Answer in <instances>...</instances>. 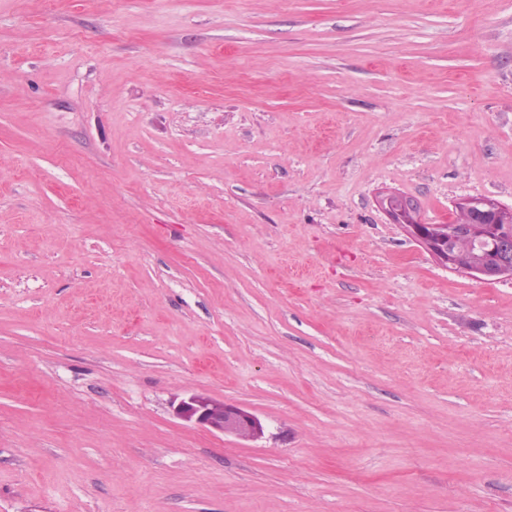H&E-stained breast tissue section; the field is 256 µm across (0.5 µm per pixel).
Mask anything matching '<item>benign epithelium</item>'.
<instances>
[{"label":"benign epithelium","mask_w":512,"mask_h":512,"mask_svg":"<svg viewBox=\"0 0 512 512\" xmlns=\"http://www.w3.org/2000/svg\"><path fill=\"white\" fill-rule=\"evenodd\" d=\"M379 206L443 266L459 268L456 242L461 240L473 253L467 273L487 282L512 279V209L505 210L489 198H468L456 204L455 213L474 216L471 223L458 224L453 218L446 224H426L415 202L404 195L383 194ZM175 413L185 422L242 441H254L264 434L255 414L205 393L182 398Z\"/></svg>","instance_id":"7a95c632"}]
</instances>
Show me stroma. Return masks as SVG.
I'll use <instances>...</instances> for the list:
<instances>
[{
	"label": "stroma",
	"instance_id": "obj_1",
	"mask_svg": "<svg viewBox=\"0 0 512 512\" xmlns=\"http://www.w3.org/2000/svg\"><path fill=\"white\" fill-rule=\"evenodd\" d=\"M388 190L512 206V0H0V512H512V279ZM175 413L185 422L242 441H254L264 434V426L255 414L205 393L182 398Z\"/></svg>",
	"mask_w": 512,
	"mask_h": 512
}]
</instances>
